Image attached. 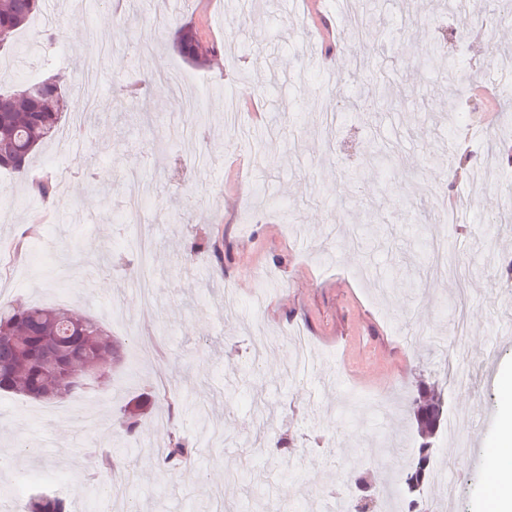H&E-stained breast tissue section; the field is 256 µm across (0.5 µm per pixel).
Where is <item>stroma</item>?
<instances>
[{
    "instance_id": "obj_1",
    "label": "stroma",
    "mask_w": 512,
    "mask_h": 512,
    "mask_svg": "<svg viewBox=\"0 0 512 512\" xmlns=\"http://www.w3.org/2000/svg\"><path fill=\"white\" fill-rule=\"evenodd\" d=\"M474 2L479 18L464 26L437 0H44L17 51L0 52V87L57 76L69 89L62 127L82 125L71 150L47 143L31 161V174L55 176L53 203L16 176L0 182V302L92 316L121 339L124 357L95 392L56 401L55 417L43 402L0 394V486L9 489L0 512H23L38 486L66 489L73 512L107 503L112 512H215L218 490L235 512H258L263 499L325 512L331 492L355 491L358 477L403 472L420 443L409 401L422 379L445 397L432 466L449 460L451 427L470 423L472 443L452 469L455 500L429 481L419 502L477 512L500 380L512 372V291L496 280L500 256L512 255V166L473 187L498 127L470 110L450 125L449 108L466 94L449 85L448 60L495 86L512 83L497 62L512 51V24L498 0ZM441 17L447 29L432 55L427 31ZM75 20L82 40L49 50L43 31ZM184 24L218 49L235 43V59L187 64L172 46ZM396 27L401 55L382 36ZM94 39L105 51L91 107L74 84ZM359 58L386 67L408 96L384 106L352 78ZM190 96L207 106L194 136L182 132ZM228 98L243 134L224 131ZM385 148L399 161L372 167ZM354 170L361 183L349 180ZM129 172L147 199L138 224L119 221ZM453 194L471 205L437 223L433 197ZM479 214L508 222L489 234ZM345 225L357 227L358 248H340ZM22 236L30 246L13 250ZM228 287L236 302L227 310ZM265 328L281 341L258 365L250 339ZM296 332L313 358L287 366ZM139 395L146 410L130 438L120 408ZM260 401L274 412L272 438L291 437L292 470L280 467L279 449L255 441ZM175 434L198 454L164 473L157 463ZM105 454L118 465L100 467Z\"/></svg>"
}]
</instances>
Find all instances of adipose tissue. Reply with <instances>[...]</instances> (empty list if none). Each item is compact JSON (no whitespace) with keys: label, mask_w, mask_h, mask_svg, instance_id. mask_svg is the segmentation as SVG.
Wrapping results in <instances>:
<instances>
[{"label":"adipose tissue","mask_w":512,"mask_h":512,"mask_svg":"<svg viewBox=\"0 0 512 512\" xmlns=\"http://www.w3.org/2000/svg\"><path fill=\"white\" fill-rule=\"evenodd\" d=\"M501 427L489 454L479 512H512V374L503 377Z\"/></svg>","instance_id":"ef3b65f1"}]
</instances>
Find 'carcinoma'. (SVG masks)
<instances>
[{"instance_id": "obj_1", "label": "carcinoma", "mask_w": 512, "mask_h": 512, "mask_svg": "<svg viewBox=\"0 0 512 512\" xmlns=\"http://www.w3.org/2000/svg\"><path fill=\"white\" fill-rule=\"evenodd\" d=\"M43 0H0V29L7 31L1 51L13 47L15 34L42 10ZM175 47L189 62L203 65L214 46L200 31L183 25L175 33ZM363 83L374 93L390 101L405 96L403 86L385 75L381 68L363 62ZM66 107V91L55 77L27 83L17 90H0V170L24 174L29 161L44 143L53 140ZM36 195L44 200L56 196L57 186L46 178L32 182ZM57 336L70 362L80 367L88 362L114 363L122 358L121 345L104 327L89 316H76L66 308L38 304L0 305V392L38 401L58 398L60 379L45 365L43 340ZM430 397L428 409L439 416L444 408L441 391L420 384L413 397L412 410L422 398ZM143 403H129L123 409L124 434L135 435L140 428ZM417 432L426 438L409 459L401 475L405 486L419 487L430 477L434 448L428 441L433 430L419 416H414ZM195 449L180 437L170 439L163 457L164 469L173 471L189 462ZM26 512H70L68 500L60 495L35 493L29 496Z\"/></svg>"}]
</instances>
